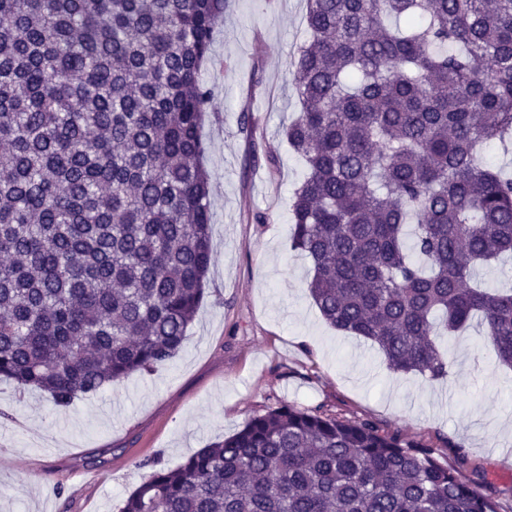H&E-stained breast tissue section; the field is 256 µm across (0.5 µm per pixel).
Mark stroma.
<instances>
[{
	"mask_svg": "<svg viewBox=\"0 0 512 512\" xmlns=\"http://www.w3.org/2000/svg\"><path fill=\"white\" fill-rule=\"evenodd\" d=\"M305 9L306 0H226L202 73L216 95L202 128L214 262L186 346L66 408L0 379V512H120L154 467H177L282 403L375 420L450 465L461 447L463 478L478 470L512 486V371L477 327L451 337L448 375L432 381L390 371L309 296L310 264L288 241L305 168L284 133L300 110L287 78ZM244 113L255 140L239 130Z\"/></svg>",
	"mask_w": 512,
	"mask_h": 512,
	"instance_id": "stroma-1",
	"label": "stroma"
}]
</instances>
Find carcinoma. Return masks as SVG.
Segmentation results:
<instances>
[{"mask_svg":"<svg viewBox=\"0 0 512 512\" xmlns=\"http://www.w3.org/2000/svg\"><path fill=\"white\" fill-rule=\"evenodd\" d=\"M225 0H0V377L56 407L183 349L213 262L203 81ZM291 250L323 320L448 375L479 316L512 369V0H306ZM415 220L411 235L405 224ZM512 495L368 418L282 404L121 512H499ZM479 279L489 287L508 288L512 283V261L481 268Z\"/></svg>","mask_w":512,"mask_h":512,"instance_id":"cac0c4a2","label":"carcinoma"}]
</instances>
